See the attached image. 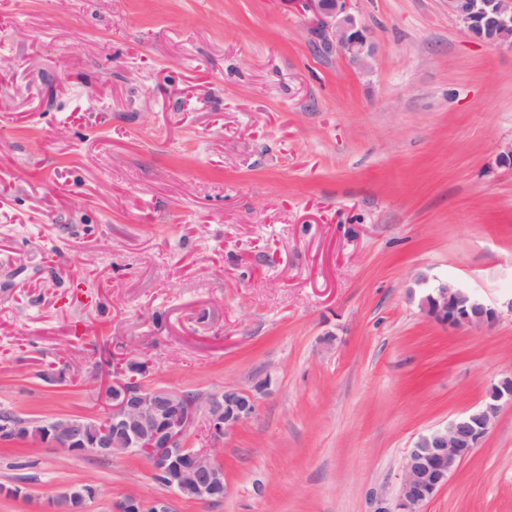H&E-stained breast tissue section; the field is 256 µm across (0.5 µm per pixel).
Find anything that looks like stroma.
I'll return each mask as SVG.
<instances>
[{
    "mask_svg": "<svg viewBox=\"0 0 512 512\" xmlns=\"http://www.w3.org/2000/svg\"><path fill=\"white\" fill-rule=\"evenodd\" d=\"M351 11L365 69L317 51L297 0H0V408L101 418L86 374L123 346L151 386H265L221 501L13 439L0 512L83 484L91 512H372L512 372V50L446 0ZM442 282L498 319L432 320ZM420 512H512V404ZM113 509L114 512H172L169 501L165 499L146 503L133 494L125 495L113 506Z\"/></svg>",
    "mask_w": 512,
    "mask_h": 512,
    "instance_id": "stroma-1",
    "label": "stroma"
}]
</instances>
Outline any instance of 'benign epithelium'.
I'll list each match as a JSON object with an SVG mask.
<instances>
[{
	"label": "benign epithelium",
	"instance_id": "benign-epithelium-1",
	"mask_svg": "<svg viewBox=\"0 0 512 512\" xmlns=\"http://www.w3.org/2000/svg\"><path fill=\"white\" fill-rule=\"evenodd\" d=\"M313 15L329 50L351 64L367 67L373 47L367 30L350 12V0H297ZM448 14L476 38L512 50V0H447ZM430 317L452 327H481L494 322L498 311L474 297L468 289L440 283L425 299ZM512 401V376L491 386L484 403L449 423L419 435L402 466V480L393 501L377 500L373 512H420L448 484L450 475L469 458L493 425L502 400ZM257 396L252 390L229 387L220 394L187 399L165 387H145L137 377L120 381L112 395L104 428L87 437L76 418L60 419L46 433L45 442L72 455L123 456L135 451L149 461L153 472L171 480L167 487L178 496L198 502L224 499V469L218 449L187 447L199 415L206 417L214 440L251 417ZM114 512H172L169 501L144 502L128 494ZM50 512H89L82 493L57 496Z\"/></svg>",
	"mask_w": 512,
	"mask_h": 512
}]
</instances>
